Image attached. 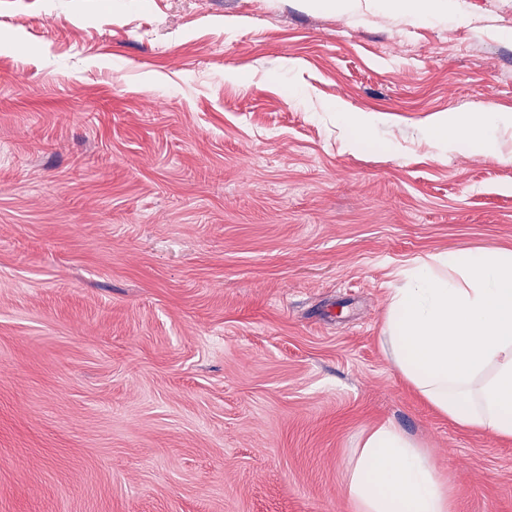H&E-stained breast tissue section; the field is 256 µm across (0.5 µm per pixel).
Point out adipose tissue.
<instances>
[{"label":"adipose tissue","mask_w":512,"mask_h":512,"mask_svg":"<svg viewBox=\"0 0 512 512\" xmlns=\"http://www.w3.org/2000/svg\"><path fill=\"white\" fill-rule=\"evenodd\" d=\"M510 125L511 112L474 101L437 118L429 134L493 155L488 132ZM399 275L382 336L398 373L443 416L512 440V250L443 251ZM347 490L358 512H449L431 457L391 423L362 436Z\"/></svg>","instance_id":"adipose-tissue-1"}]
</instances>
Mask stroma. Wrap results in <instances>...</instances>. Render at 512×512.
Here are the masks:
<instances>
[{"label":"stroma","instance_id":"35a3bbf8","mask_svg":"<svg viewBox=\"0 0 512 512\" xmlns=\"http://www.w3.org/2000/svg\"><path fill=\"white\" fill-rule=\"evenodd\" d=\"M454 2L0 0V512H356L387 422L512 512L380 343L403 262L512 249V164L427 135L512 113V0ZM340 114L351 129L352 136L348 141V146L357 143L365 137L374 121V118L366 113L350 114L341 112Z\"/></svg>","mask_w":512,"mask_h":512}]
</instances>
